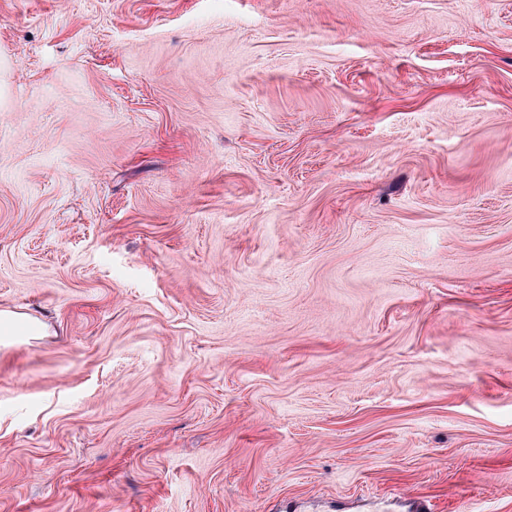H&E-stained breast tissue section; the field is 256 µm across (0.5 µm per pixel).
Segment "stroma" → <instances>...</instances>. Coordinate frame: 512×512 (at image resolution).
<instances>
[{
    "mask_svg": "<svg viewBox=\"0 0 512 512\" xmlns=\"http://www.w3.org/2000/svg\"><path fill=\"white\" fill-rule=\"evenodd\" d=\"M0 512H512V0H0Z\"/></svg>",
    "mask_w": 512,
    "mask_h": 512,
    "instance_id": "stroma-1",
    "label": "stroma"
}]
</instances>
